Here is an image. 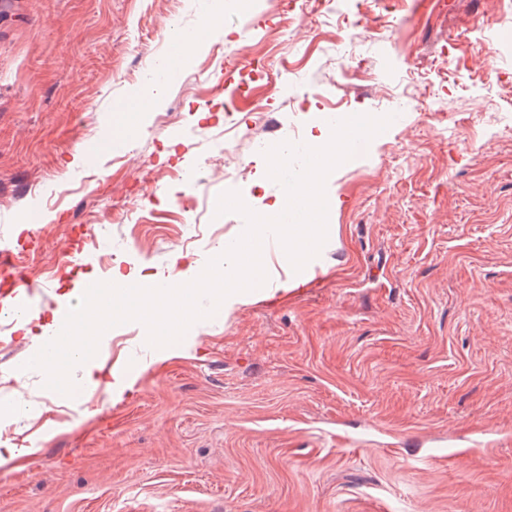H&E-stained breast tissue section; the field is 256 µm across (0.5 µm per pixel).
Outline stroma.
Segmentation results:
<instances>
[{
    "label": "stroma",
    "mask_w": 512,
    "mask_h": 512,
    "mask_svg": "<svg viewBox=\"0 0 512 512\" xmlns=\"http://www.w3.org/2000/svg\"><path fill=\"white\" fill-rule=\"evenodd\" d=\"M224 0V31L165 82L124 149L148 65L209 0H0V252L43 315L96 282L205 268L281 204L254 114L307 143L393 115L327 178L334 231L295 287L194 323L169 356L108 329L68 397L11 327L0 407L25 415L0 512H512V11L502 0ZM494 53L485 69L481 47ZM125 204L127 223L112 221ZM31 209L43 224L22 223ZM79 252H71L76 240Z\"/></svg>",
    "instance_id": "obj_1"
}]
</instances>
